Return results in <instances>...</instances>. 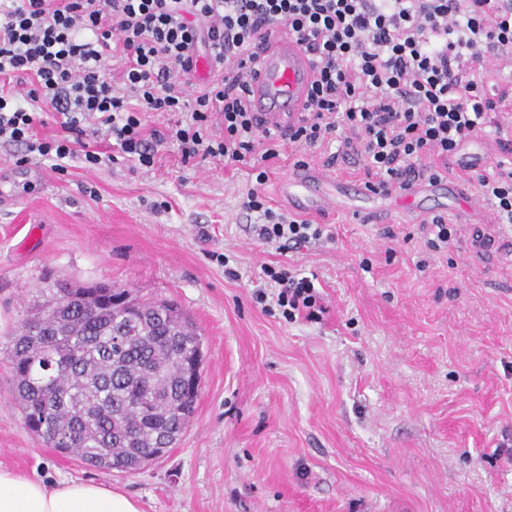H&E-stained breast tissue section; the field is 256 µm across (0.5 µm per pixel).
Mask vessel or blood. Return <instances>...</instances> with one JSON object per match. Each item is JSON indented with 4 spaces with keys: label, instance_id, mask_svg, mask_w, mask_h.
<instances>
[{
    "label": "vessel or blood",
    "instance_id": "b4317fda",
    "mask_svg": "<svg viewBox=\"0 0 512 512\" xmlns=\"http://www.w3.org/2000/svg\"><path fill=\"white\" fill-rule=\"evenodd\" d=\"M313 69L308 56L289 37L271 42L260 58L251 83V100L262 126L285 127L302 110ZM330 176L309 169H296L281 181L279 194L302 210L323 214L335 209V193L330 192Z\"/></svg>",
    "mask_w": 512,
    "mask_h": 512
}]
</instances>
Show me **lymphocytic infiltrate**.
<instances>
[{"instance_id": "obj_1", "label": "lymphocytic infiltrate", "mask_w": 512, "mask_h": 512, "mask_svg": "<svg viewBox=\"0 0 512 512\" xmlns=\"http://www.w3.org/2000/svg\"><path fill=\"white\" fill-rule=\"evenodd\" d=\"M292 38L313 67L303 110L287 129L261 128L250 108L256 49L274 31ZM512 64V0H0V79L32 78L24 99L0 90V143L25 145L55 161L90 150L92 138L115 140L141 166L155 147L178 142L197 155L244 165L257 187L241 203L258 214L259 240L285 249L319 240L321 225L267 206L259 192L267 161L281 142L305 148L337 143L341 158L363 165L375 191L441 181L447 158L482 133L492 114L512 104V90L490 94L488 56ZM210 77L186 89L199 60ZM120 64L124 91L111 80ZM53 112L61 129L37 140L33 104ZM152 112H186L189 123L147 131ZM219 116L222 131L209 135ZM478 190L498 223L512 224V167L479 176ZM285 321L321 308L311 279L267 265Z\"/></svg>"}]
</instances>
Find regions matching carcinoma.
<instances>
[{"label":"carcinoma","mask_w":512,"mask_h":512,"mask_svg":"<svg viewBox=\"0 0 512 512\" xmlns=\"http://www.w3.org/2000/svg\"><path fill=\"white\" fill-rule=\"evenodd\" d=\"M10 362L28 430L92 467L129 472L192 420L201 336L174 303L60 286L22 319Z\"/></svg>","instance_id":"obj_1"}]
</instances>
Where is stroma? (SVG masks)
I'll return each mask as SVG.
<instances>
[{
    "label": "stroma",
    "instance_id": "1",
    "mask_svg": "<svg viewBox=\"0 0 512 512\" xmlns=\"http://www.w3.org/2000/svg\"><path fill=\"white\" fill-rule=\"evenodd\" d=\"M460 146L442 188L356 194L329 144H283L257 185L246 168L177 145L146 169L113 152L88 166L0 144V467L50 484L104 482L141 512H512V230L477 252L467 196L512 160V116ZM329 167L344 195L325 239L282 251L240 208L260 188L273 209L297 160ZM441 214L459 234L428 253L419 226ZM428 257L426 270L416 263ZM314 276L319 318L287 322L252 299L264 265ZM108 281L175 301L196 323L197 409L169 451L132 473L103 472L25 429L8 347L49 283Z\"/></svg>",
    "mask_w": 512,
    "mask_h": 512
}]
</instances>
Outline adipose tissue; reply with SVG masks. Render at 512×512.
<instances>
[{
	"label": "adipose tissue",
	"mask_w": 512,
	"mask_h": 512,
	"mask_svg": "<svg viewBox=\"0 0 512 512\" xmlns=\"http://www.w3.org/2000/svg\"><path fill=\"white\" fill-rule=\"evenodd\" d=\"M0 512H140V508L130 496L102 482L51 486L0 467Z\"/></svg>",
	"instance_id": "obj_1"
}]
</instances>
